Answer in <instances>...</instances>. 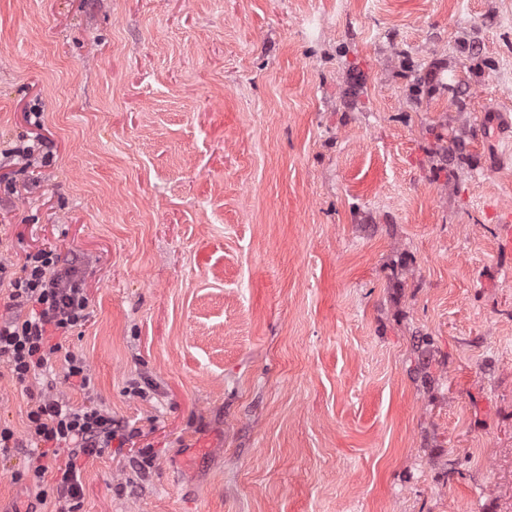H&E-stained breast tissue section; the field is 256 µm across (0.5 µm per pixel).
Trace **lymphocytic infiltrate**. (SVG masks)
Instances as JSON below:
<instances>
[{
	"label": "lymphocytic infiltrate",
	"instance_id": "f902f5d3",
	"mask_svg": "<svg viewBox=\"0 0 512 512\" xmlns=\"http://www.w3.org/2000/svg\"><path fill=\"white\" fill-rule=\"evenodd\" d=\"M0 366L12 382L29 391L23 433L0 424V461L17 449L26 465L17 481L38 485L39 502L53 500L54 512H80L84 498L81 460L129 439L126 428L94 402L75 407L50 388L32 391L33 381L62 364L65 381L81 390L90 385L82 356L62 350L61 340L90 318V299L76 267H63L53 246L26 252L19 260L0 256Z\"/></svg>",
	"mask_w": 512,
	"mask_h": 512
}]
</instances>
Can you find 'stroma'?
Here are the masks:
<instances>
[{"label":"stroma","instance_id":"obj_1","mask_svg":"<svg viewBox=\"0 0 512 512\" xmlns=\"http://www.w3.org/2000/svg\"><path fill=\"white\" fill-rule=\"evenodd\" d=\"M26 136L0 246L90 296L54 391L139 430L81 512H512V0H0ZM53 154L51 145L39 139H23L18 146L1 150L0 155L10 160L13 165L25 166L39 156L49 158ZM16 160V162H13ZM64 380L85 392L89 389L90 377L86 361L80 355L67 352L63 358Z\"/></svg>","mask_w":512,"mask_h":512}]
</instances>
